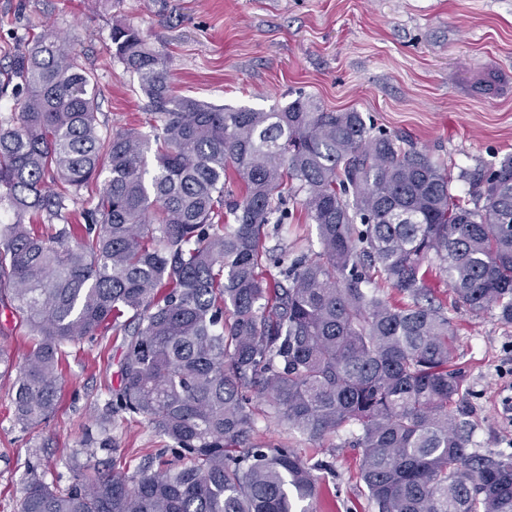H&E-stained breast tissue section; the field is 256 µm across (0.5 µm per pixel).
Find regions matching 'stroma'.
I'll return each instance as SVG.
<instances>
[{
	"instance_id": "35a3bbf8",
	"label": "stroma",
	"mask_w": 512,
	"mask_h": 512,
	"mask_svg": "<svg viewBox=\"0 0 512 512\" xmlns=\"http://www.w3.org/2000/svg\"><path fill=\"white\" fill-rule=\"evenodd\" d=\"M116 25L134 26L163 54L181 95L266 110L303 92L327 110L362 112L455 173L512 154V0H0V67L54 32L94 74L101 126L144 125L137 81L112 56ZM288 208L267 247L304 249L315 240L301 199ZM430 285L456 331L452 367L462 378L469 449L512 453V422L502 412L512 374L500 373L512 357V325L456 305L442 279ZM63 351L58 409L32 429L14 422V369L0 370V512H17L30 475L64 487L74 464L104 469L114 454L132 475L162 446L146 421L118 418L113 452L89 453L86 435L119 384L124 337L108 331ZM257 430L328 462L317 473L316 512H375L351 428L320 441L263 419Z\"/></svg>"
}]
</instances>
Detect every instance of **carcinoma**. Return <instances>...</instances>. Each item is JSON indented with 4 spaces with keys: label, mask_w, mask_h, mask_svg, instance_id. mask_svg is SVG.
<instances>
[{
    "label": "carcinoma",
    "mask_w": 512,
    "mask_h": 512,
    "mask_svg": "<svg viewBox=\"0 0 512 512\" xmlns=\"http://www.w3.org/2000/svg\"><path fill=\"white\" fill-rule=\"evenodd\" d=\"M111 41L147 131H101L94 76L51 32L9 68L25 97L0 116V200L17 215L0 226V304L32 336L11 398L21 428L46 421L64 344L119 329V388L85 447L111 448L121 414L165 450L131 478L116 458L74 466L63 491L33 476L18 512H313L323 463L257 440L260 406L312 440L354 427L377 512H512V455L469 451L457 423L454 328L428 286L434 273L455 303L512 324V155L461 172L462 196L360 112L306 94L210 106L175 93L138 29ZM299 194L318 249L265 248Z\"/></svg>",
    "instance_id": "obj_1"
}]
</instances>
